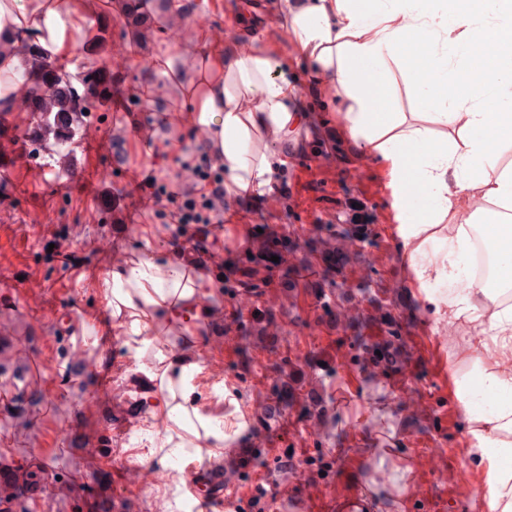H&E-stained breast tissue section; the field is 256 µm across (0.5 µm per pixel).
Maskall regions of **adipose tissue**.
Masks as SVG:
<instances>
[{
  "label": "adipose tissue",
  "instance_id": "1",
  "mask_svg": "<svg viewBox=\"0 0 512 512\" xmlns=\"http://www.w3.org/2000/svg\"><path fill=\"white\" fill-rule=\"evenodd\" d=\"M76 0H0V31L39 45L63 63L83 29ZM294 47L333 90L357 152L381 162L399 222V247L427 301L465 318L480 341L455 374L454 399L485 469L486 512H512V363L489 345L512 346V0H281ZM183 59L174 68L175 59ZM278 44L258 31L224 42L197 31L147 58L144 91L182 113L224 169V195L267 186L278 160L260 147L289 145L302 122ZM399 69L428 112L394 104ZM493 247L495 278L475 281L473 233ZM125 344L155 348L167 426L151 447L186 460L199 446L224 448L246 431L243 416L202 410L193 400L204 369L188 354L158 350L149 328L183 335L201 318L203 283L181 249L137 255L99 283Z\"/></svg>",
  "mask_w": 512,
  "mask_h": 512
}]
</instances>
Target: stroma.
Returning a JSON list of instances; mask_svg holds the SVG:
<instances>
[{
    "label": "stroma",
    "mask_w": 512,
    "mask_h": 512,
    "mask_svg": "<svg viewBox=\"0 0 512 512\" xmlns=\"http://www.w3.org/2000/svg\"><path fill=\"white\" fill-rule=\"evenodd\" d=\"M87 2L94 13L84 27L86 39L97 37L103 24L109 35L104 51L79 49L74 63L83 72H111L119 94L91 112L69 146L80 178L44 165L32 113L0 117V165L9 167L0 176V390L12 395L0 400V453L19 466L35 456L46 466L41 494L0 505V512H157L160 499L165 512H201L186 494L181 510H174L170 490L142 480L144 470L163 463L162 453L138 443L143 428L163 421L154 406L160 379H143V370L156 365L153 355L137 358L128 351L99 291L113 263L97 245L109 241L124 259L165 253L173 240L165 225L137 223L138 196L127 179L137 163L162 165L174 177L186 159L155 130L160 105L130 99L147 53L198 27L219 39L229 30L257 29L282 42L287 36L274 0H196L200 16L184 17L177 30L150 4L147 33L123 24L121 0ZM285 57L305 120L289 150L269 143V153L287 154L288 161L264 193L225 200L234 221L220 234L223 254L238 256L263 234L301 241L319 225L336 222L369 225L374 243L359 262L335 273L352 289L349 323L325 317L314 290L278 286L251 301L274 309L277 326L244 340L222 332L239 300L207 291L204 302L216 314L201 321L196 349L206 351L215 341L227 347L223 379L251 421L237 445L255 451L251 470L233 481L237 495L229 505L260 490L267 512H333L337 498L371 489V512H429L430 503L442 499L446 512H478L485 472L453 396L454 371L475 334L467 322L425 300L400 251L379 162L352 151L336 101L313 91L311 71L294 51ZM61 237L85 259L81 272L47 260V243ZM374 298L401 327L405 373L376 377L349 359V336L385 333L373 318ZM443 326L456 332L455 340H440ZM12 336L26 337L27 346L9 344ZM87 357L97 360V372L84 368ZM287 363L299 372L301 402L317 404L318 411L302 419L297 409H287L272 427H263L273 404L266 376ZM34 364L54 396L40 388L14 394V375ZM315 421L320 430L313 434ZM304 487L305 501L299 497Z\"/></svg>",
    "instance_id": "1"
}]
</instances>
